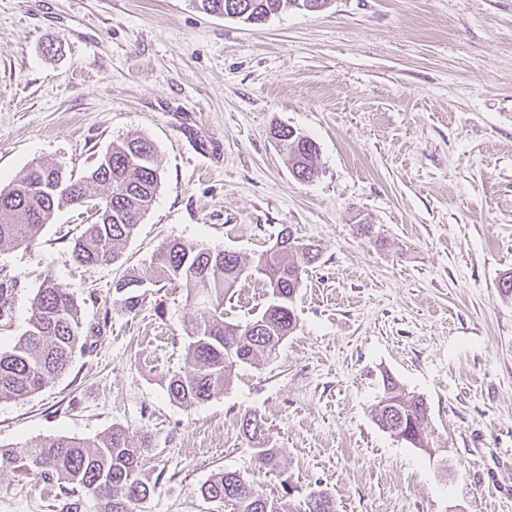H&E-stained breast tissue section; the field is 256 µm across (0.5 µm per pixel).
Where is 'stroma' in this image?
Here are the masks:
<instances>
[{"mask_svg": "<svg viewBox=\"0 0 512 512\" xmlns=\"http://www.w3.org/2000/svg\"><path fill=\"white\" fill-rule=\"evenodd\" d=\"M278 124L317 143L313 180L290 172ZM132 134L155 144L162 180L120 261L75 262L73 207L33 247L0 252L15 284L1 350L48 277L93 330L65 374L0 402V448L116 424L147 434L160 481L136 512H233L199 493L221 471L284 512L316 489L336 512H512V297L497 288L512 271V0H331L259 24L193 0H0V188L38 161L83 172ZM288 226L321 253L296 330L223 393L170 401L185 292L147 288L129 317L113 281L151 278L172 239L250 260ZM265 302L246 280L224 317L249 322ZM387 375L424 398L430 450L378 427ZM247 413L281 448L278 469L258 462ZM55 494L0 473V512H54Z\"/></svg>", "mask_w": 512, "mask_h": 512, "instance_id": "obj_1", "label": "stroma"}]
</instances>
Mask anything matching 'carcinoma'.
Segmentation results:
<instances>
[{"instance_id": "obj_1", "label": "carcinoma", "mask_w": 512, "mask_h": 512, "mask_svg": "<svg viewBox=\"0 0 512 512\" xmlns=\"http://www.w3.org/2000/svg\"><path fill=\"white\" fill-rule=\"evenodd\" d=\"M315 0H195L207 14L238 15L258 24L285 9L308 11ZM287 148L282 157L292 174L308 181L317 174L318 146L286 126L273 128ZM161 175L156 148L142 136H129L81 175L58 164L38 162L23 170L0 189V252L36 243L45 225L64 206L90 212V222L73 241V258L95 268L119 259L127 241L152 206ZM317 245L295 237L283 228L275 244L250 263L224 249L200 248L173 239L153 255L151 285L178 283L192 308L187 334V368L167 378L171 401L191 406L224 391L233 370L241 364L256 365L277 354L282 341L297 327L294 300L305 267L317 262ZM257 277L264 283L267 304L262 314L246 323L224 320V301L243 280ZM143 278L128 274L113 283L112 309L135 316L144 301L131 289ZM84 329L80 306L67 289L52 279L35 295L28 328L8 351H0V401L24 400L40 392L70 367ZM428 407L388 376L375 407L377 425L404 436L414 448L430 447L426 430ZM242 429L255 445L260 464L270 470L280 466V449L271 445L262 417L249 413ZM149 447L148 437L120 426L93 440L67 436L46 438L33 446L0 448V471L18 478H37L56 486L57 512H81L84 499H93L98 512H135V505L153 495L160 478H151L141 467L140 456ZM203 499L229 502L234 512H281L277 502L260 493L235 471L216 474L200 487ZM308 512H335L333 500L314 490Z\"/></svg>"}]
</instances>
